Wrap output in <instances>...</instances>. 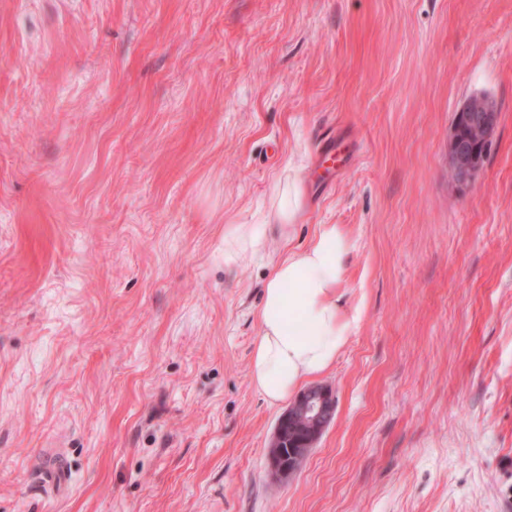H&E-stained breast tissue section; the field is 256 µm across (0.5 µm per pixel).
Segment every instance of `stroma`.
<instances>
[{
	"label": "stroma",
	"mask_w": 512,
	"mask_h": 512,
	"mask_svg": "<svg viewBox=\"0 0 512 512\" xmlns=\"http://www.w3.org/2000/svg\"><path fill=\"white\" fill-rule=\"evenodd\" d=\"M292 173L362 316L281 483L224 227ZM0 512H512V0H0ZM493 100L474 96L456 113L448 136V177L460 186L471 183L482 167V149L498 124Z\"/></svg>",
	"instance_id": "1"
}]
</instances>
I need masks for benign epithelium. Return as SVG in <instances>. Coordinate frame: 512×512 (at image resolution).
Wrapping results in <instances>:
<instances>
[{"mask_svg":"<svg viewBox=\"0 0 512 512\" xmlns=\"http://www.w3.org/2000/svg\"><path fill=\"white\" fill-rule=\"evenodd\" d=\"M499 112L493 100L474 96L466 100L456 113L448 136V177L460 186L471 183L482 167V149L488 144L498 124ZM336 399L333 391L323 385H314L302 391L279 417L275 437L283 434V426L297 418L306 426V438L300 448L292 452L287 462L281 449H270L273 474L288 480L307 458L310 448L334 420Z\"/></svg>","mask_w":512,"mask_h":512,"instance_id":"7a95c632","label":"benign epithelium"}]
</instances>
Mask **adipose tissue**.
<instances>
[{
  "instance_id": "1",
  "label": "adipose tissue",
  "mask_w": 512,
  "mask_h": 512,
  "mask_svg": "<svg viewBox=\"0 0 512 512\" xmlns=\"http://www.w3.org/2000/svg\"><path fill=\"white\" fill-rule=\"evenodd\" d=\"M301 207L302 185L295 177L278 190L258 223L225 227V260L265 254L273 230L291 240ZM349 252L339 225L321 224L304 247L270 260L250 358L251 383L269 403L288 400L302 384L325 374L347 346L360 319L342 304Z\"/></svg>"
}]
</instances>
